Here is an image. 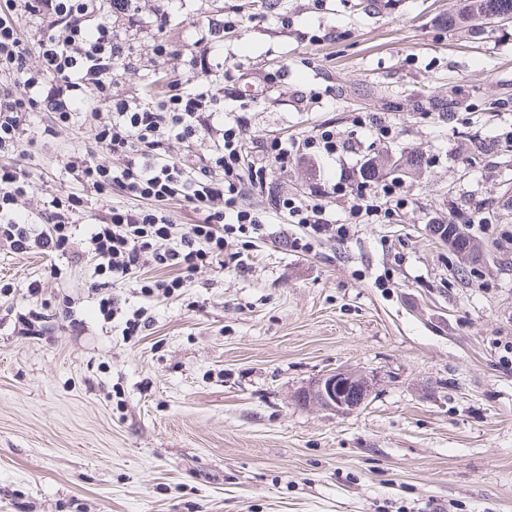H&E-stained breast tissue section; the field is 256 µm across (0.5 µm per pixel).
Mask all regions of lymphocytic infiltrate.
Masks as SVG:
<instances>
[{
  "mask_svg": "<svg viewBox=\"0 0 512 512\" xmlns=\"http://www.w3.org/2000/svg\"><path fill=\"white\" fill-rule=\"evenodd\" d=\"M22 11L45 20L37 52H29L14 19L0 15V246L14 254L38 252L50 257L48 274L58 279L64 264L91 269L88 296L103 323L120 321L126 337L143 335L152 323L147 308L130 309L113 297L133 275H140L145 298L180 295L190 275L222 263L230 240L259 233L265 217L243 199L244 183L262 184L272 163L295 156H335L336 133L288 141L276 139L264 155L250 154L239 124L212 121L219 99L212 88L176 89L163 99L142 94L128 101L114 97L112 84L124 48L112 25L113 14L128 11L126 0L103 9L100 0H18ZM37 65H30V56ZM95 106H88V99ZM53 112L57 126L83 119L95 132L101 157L74 152L67 173L81 193L53 197L41 209L28 206V170L15 163L22 146L33 145L32 114ZM211 140L214 147L197 159L176 158L168 146H193ZM139 200L136 208H114L105 217L81 225L87 197L107 199L113 191ZM178 197L201 210L196 224H177L159 204ZM406 197L395 186L369 191L357 187L348 204L346 223L333 219L325 195L284 198L274 213L282 224H299L312 238H341L351 224H371L383 207H401ZM168 270V277L144 276L145 268ZM45 281L23 286L0 284V298L28 303L16 313L14 328L25 336L46 332L44 315L34 303Z\"/></svg>",
  "mask_w": 512,
  "mask_h": 512,
  "instance_id": "lymphocytic-infiltrate-1",
  "label": "lymphocytic infiltrate"
}]
</instances>
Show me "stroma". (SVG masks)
<instances>
[{
	"instance_id": "35a3bbf8",
	"label": "stroma",
	"mask_w": 512,
	"mask_h": 512,
	"mask_svg": "<svg viewBox=\"0 0 512 512\" xmlns=\"http://www.w3.org/2000/svg\"><path fill=\"white\" fill-rule=\"evenodd\" d=\"M132 0L113 95L164 97L177 72L219 90L252 154L335 128L336 156L273 164L245 200L331 194L382 151L422 154L405 206L344 238L295 250L303 229L269 224L182 294L145 301L146 335L97 318L91 271L47 280L48 315L71 296L84 332L0 327V512H512V23L448 30L455 0ZM224 23L222 41L208 30ZM167 44L170 56L153 53ZM215 68L188 73L191 55ZM277 74L274 84L262 78ZM384 119L379 136L357 117ZM52 135H43L44 127ZM31 207L80 192L72 150L91 127L36 110ZM497 144L484 154L475 143ZM461 219L481 256L461 271L432 225ZM41 254L0 249V279L46 278ZM374 374L357 412L298 402L319 375Z\"/></svg>"
}]
</instances>
